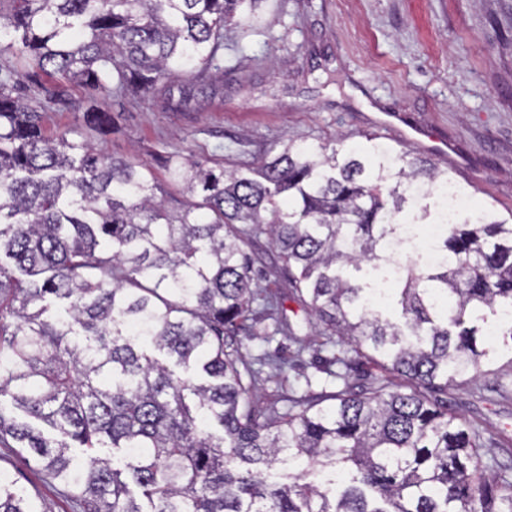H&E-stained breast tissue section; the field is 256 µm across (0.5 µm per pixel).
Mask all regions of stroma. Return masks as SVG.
I'll use <instances>...</instances> for the list:
<instances>
[{
  "label": "stroma",
  "mask_w": 512,
  "mask_h": 512,
  "mask_svg": "<svg viewBox=\"0 0 512 512\" xmlns=\"http://www.w3.org/2000/svg\"><path fill=\"white\" fill-rule=\"evenodd\" d=\"M406 113L435 138L452 141L461 160L456 182L477 206L512 216V0H264L256 23L230 27L217 93L169 83L165 95L114 100L117 128L102 146L151 166L176 198L161 166L167 154L234 164L246 170L271 145L319 143L345 135L352 146L377 144L419 155V147L376 132L377 108ZM259 283L285 296L288 276L267 238L245 241ZM300 349L282 335L243 337L248 358L288 359L285 387L260 374L261 405L280 394L300 399L335 390L330 360L341 354L352 380L370 391L388 375L347 344L329 346L322 325L286 298ZM431 400L478 427L483 461L512 434V368L464 376ZM0 470L40 512H75L73 501L39 473L30 454L0 447Z\"/></svg>",
  "instance_id": "stroma-1"
}]
</instances>
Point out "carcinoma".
Wrapping results in <instances>:
<instances>
[{"label":"carcinoma","mask_w":512,"mask_h":512,"mask_svg":"<svg viewBox=\"0 0 512 512\" xmlns=\"http://www.w3.org/2000/svg\"><path fill=\"white\" fill-rule=\"evenodd\" d=\"M263 0H0L10 74L53 79L45 106L0 79V444L15 442L80 512H512V454L482 465V433L429 387L512 366V220L457 213L433 265L408 255L392 287L346 274L389 264L409 200L463 196L448 170L374 145H288L247 177L193 156L163 159L182 189L90 140L45 134L42 112L80 84L83 122L112 134L110 99L187 79L217 91L224 29ZM268 237L289 297L324 332L404 380L343 387L282 412L254 399L258 372L236 336L275 321L244 240ZM395 304L400 319L382 316ZM164 351L180 372L148 354ZM270 376L288 360L265 353ZM120 448L125 470L100 455ZM81 449L85 463L71 455ZM141 492L137 497L129 484ZM0 512H38L0 471Z\"/></svg>","instance_id":"1"}]
</instances>
